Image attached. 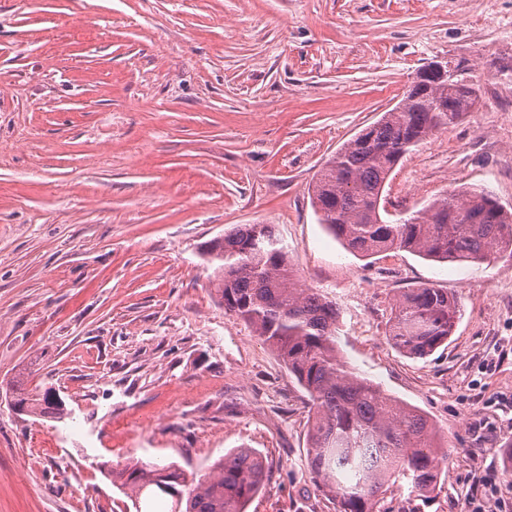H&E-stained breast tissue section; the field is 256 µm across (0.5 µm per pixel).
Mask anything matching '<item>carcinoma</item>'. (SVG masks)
I'll return each instance as SVG.
<instances>
[{
  "label": "carcinoma",
  "mask_w": 512,
  "mask_h": 512,
  "mask_svg": "<svg viewBox=\"0 0 512 512\" xmlns=\"http://www.w3.org/2000/svg\"><path fill=\"white\" fill-rule=\"evenodd\" d=\"M477 88L435 77L409 87L394 108L344 144L316 174L309 195L320 223L349 251L371 257L394 249L437 262L480 264L512 258V212L485 190L454 188L400 222L385 220L381 200L401 159L472 110ZM214 267L224 310L272 347L313 406L307 467L319 488L334 494L337 512H379L389 488L428 499L446 456L433 427L347 369L336 353V307L314 288H302L288 251L270 224H245L203 250ZM460 312L445 288L419 286L396 300L388 336L402 353L425 358L448 341ZM22 412L62 419L53 396L11 383ZM267 463L251 448L228 452L205 479L176 463L131 458L112 472L135 512L143 502H168L166 512H247L261 489Z\"/></svg>",
  "instance_id": "obj_1"
}]
</instances>
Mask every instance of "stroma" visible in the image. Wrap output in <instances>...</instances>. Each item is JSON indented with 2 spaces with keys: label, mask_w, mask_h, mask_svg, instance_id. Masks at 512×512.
<instances>
[{
  "label": "stroma",
  "mask_w": 512,
  "mask_h": 512,
  "mask_svg": "<svg viewBox=\"0 0 512 512\" xmlns=\"http://www.w3.org/2000/svg\"><path fill=\"white\" fill-rule=\"evenodd\" d=\"M446 59L479 96L395 168V220L455 187L512 211V0H0V512H128L112 468L204 478L234 448L268 463L247 512H336L306 466V393L225 312L202 257L242 224L274 225L338 310L339 357L448 451L429 502L393 487L381 512H512V259L366 260L309 198ZM421 285L460 315L415 359L387 331ZM22 374L64 420L12 409Z\"/></svg>",
  "instance_id": "obj_1"
}]
</instances>
